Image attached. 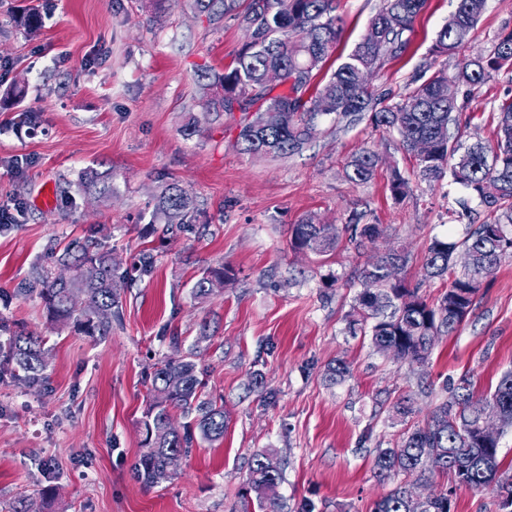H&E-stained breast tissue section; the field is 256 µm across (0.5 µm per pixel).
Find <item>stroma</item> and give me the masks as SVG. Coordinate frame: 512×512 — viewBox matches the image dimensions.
Returning a JSON list of instances; mask_svg holds the SVG:
<instances>
[{
    "label": "stroma",
    "instance_id": "1",
    "mask_svg": "<svg viewBox=\"0 0 512 512\" xmlns=\"http://www.w3.org/2000/svg\"><path fill=\"white\" fill-rule=\"evenodd\" d=\"M380 0H336L339 56L365 35ZM456 0H427L404 53L369 80L374 93L400 99L426 67L448 66L431 48ZM38 12L30 33L18 17ZM512 30V0H487L468 45L489 52ZM247 41L231 19L208 20L189 0H0V210L24 207L20 223L0 234V326L22 324L46 334L50 367L44 389L0 377V512L23 498L40 512H244L240 496L250 456L278 450L284 479L277 497L288 512L303 499L318 512H373L393 484L426 497L447 484L398 476L379 482L373 460L402 433L425 423L446 399V383L469 376L475 396L493 390L512 368V258L485 277L458 330L439 337L426 363L380 353L370 336L351 334L346 315L363 287L358 270L374 249L340 243L327 253H297L290 228L305 219L341 224L350 214L379 224L376 249L408 256L406 277L429 300L444 279L422 281L433 238L458 239L466 223L451 213L463 189L414 179V158L395 136L369 120L318 122L312 141L285 159L242 153L235 118L211 110L202 72L223 74ZM512 100V69H502L465 99V143H493L498 108ZM35 113L37 128L25 116ZM196 123L198 134L183 128ZM380 156L371 179L353 182L346 166L361 148ZM108 172L112 195L84 193L79 174ZM412 192L395 199L392 168ZM189 190L197 207L189 229L168 230L155 210L168 184ZM92 237L120 268L141 251L155 267L134 287L117 282L119 320L95 341L47 332L39 299L13 291L49 241ZM231 277L202 302L191 288L208 267ZM210 336L199 339L200 323ZM195 346L207 390L224 398L222 440L188 449L167 481L147 485L135 474L143 451L145 379L152 359L171 354V334ZM345 359L339 384L327 363ZM277 393L264 402L255 373ZM411 397L415 415L393 411ZM54 488L51 500L39 499Z\"/></svg>",
    "mask_w": 512,
    "mask_h": 512
}]
</instances>
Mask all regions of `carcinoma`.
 Segmentation results:
<instances>
[{"instance_id": "cac0c4a2", "label": "carcinoma", "mask_w": 512, "mask_h": 512, "mask_svg": "<svg viewBox=\"0 0 512 512\" xmlns=\"http://www.w3.org/2000/svg\"><path fill=\"white\" fill-rule=\"evenodd\" d=\"M193 0L192 7L212 19L228 16L248 32L231 66L214 81L212 109L232 116L240 113L238 142L248 154L285 157L300 152L314 137L323 115L336 123L369 113L373 128L398 136L399 146L416 161L420 180L434 184L448 177L466 190L458 199L457 218H471L482 207L493 219L476 225L459 241L435 238L426 250L421 282L406 278L408 257L398 250L373 256L360 271L366 288L353 298L347 315L349 331L369 330L374 348L394 349V357L423 364L431 355L436 338L452 335L473 309L481 280L507 257H512V102L499 108L496 142L465 145L451 138L448 126L459 123L458 99H448V80L471 95L504 64L512 63V30L503 31L487 54L466 53L470 35L485 10L486 0H458L455 12L436 35L435 56L454 59L446 67L418 77L398 102L387 93L369 90L368 77L385 61L398 57L408 44L414 18L425 0H381L370 20V30L342 60L326 83L317 81L336 49L340 28L336 26L335 0ZM269 68L284 72L277 87L268 88L263 78ZM379 163L376 151L366 148L348 163L347 177L369 180ZM80 186L87 193L112 194L108 174L84 169ZM390 190L402 198L410 192L409 181L393 169ZM156 208L168 222L182 221L195 210L190 192L176 184L166 186ZM379 224H359L351 217L345 224H316L308 219L291 228L289 245L296 252L333 251L342 238L355 248H366L382 235ZM467 251L472 262L455 273V254ZM118 273L112 251L94 239L75 240L63 249L51 246L46 261L32 267L15 295H37L47 321L69 326L91 339L107 335L112 318L120 316L119 296L112 283L126 279ZM451 277L446 290L434 303L420 293L421 283ZM224 269H205L192 286L195 299L208 297L221 285ZM175 354L157 362L150 376L149 404L144 412V451L136 466L139 479L159 484L171 477L167 458L181 454L198 441L224 438V404L205 393L204 369L193 350L180 349L179 337H171ZM4 361L13 375L29 388L48 379L49 353L46 338L24 329L4 342ZM326 378L336 384L349 374L343 359L327 364ZM503 411V425L512 426V369L503 372L493 392L475 398L471 381L462 377L449 388L448 398L436 406L422 427L404 433L396 444L379 448L374 468L381 480L405 475L424 478L446 473L451 484L428 502L409 499L399 485L380 498L373 512H451L457 489L481 490L495 486L497 497H512V478L498 476L499 441L479 440L475 424L488 405ZM188 422L177 428L172 412ZM282 481V467L273 448L253 455L241 496L256 501L260 512H282L274 491Z\"/></svg>"}]
</instances>
